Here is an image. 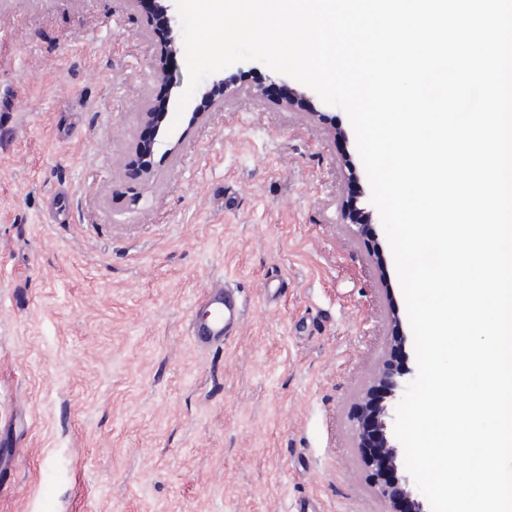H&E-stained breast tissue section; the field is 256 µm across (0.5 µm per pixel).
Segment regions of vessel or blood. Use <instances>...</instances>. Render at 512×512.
I'll list each match as a JSON object with an SVG mask.
<instances>
[{
	"label": "vessel or blood",
	"instance_id": "obj_1",
	"mask_svg": "<svg viewBox=\"0 0 512 512\" xmlns=\"http://www.w3.org/2000/svg\"><path fill=\"white\" fill-rule=\"evenodd\" d=\"M201 304L207 315L192 322V334L198 343L218 344L236 330L242 319L243 309L238 295L228 288L206 289Z\"/></svg>",
	"mask_w": 512,
	"mask_h": 512
}]
</instances>
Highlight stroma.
<instances>
[{
    "mask_svg": "<svg viewBox=\"0 0 512 512\" xmlns=\"http://www.w3.org/2000/svg\"><path fill=\"white\" fill-rule=\"evenodd\" d=\"M144 3L0 0V512H389L353 413L412 330L382 224L343 218L373 208L352 125L255 61L192 121ZM220 282L244 320L201 349Z\"/></svg>",
    "mask_w": 512,
    "mask_h": 512,
    "instance_id": "35a3bbf8",
    "label": "stroma"
}]
</instances>
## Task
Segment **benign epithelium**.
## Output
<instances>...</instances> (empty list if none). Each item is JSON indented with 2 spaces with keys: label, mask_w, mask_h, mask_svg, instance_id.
<instances>
[{
  "label": "benign epithelium",
  "mask_w": 512,
  "mask_h": 512,
  "mask_svg": "<svg viewBox=\"0 0 512 512\" xmlns=\"http://www.w3.org/2000/svg\"><path fill=\"white\" fill-rule=\"evenodd\" d=\"M410 373L412 370L408 366L399 369L391 362L384 364L360 397L354 416L356 448L373 471L374 488L393 506L392 512H428L410 490V476L406 473L399 447L390 435L394 402L400 390L399 379ZM370 434L374 436L375 447L379 448L373 456L363 452Z\"/></svg>",
  "instance_id": "7a95c632"
}]
</instances>
